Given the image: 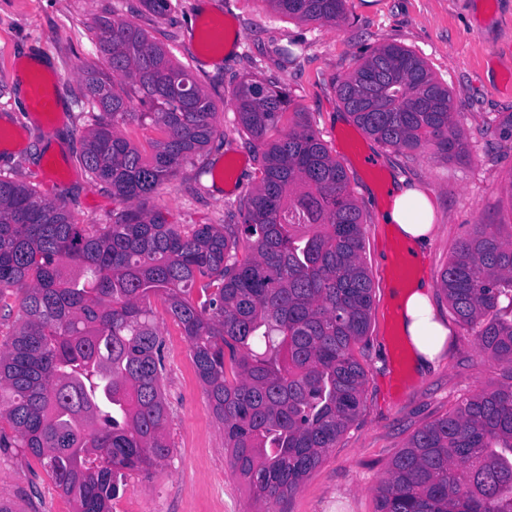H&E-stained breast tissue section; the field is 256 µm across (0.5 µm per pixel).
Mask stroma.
Returning <instances> with one entry per match:
<instances>
[{
	"label": "stroma",
	"instance_id": "35a3bbf8",
	"mask_svg": "<svg viewBox=\"0 0 512 512\" xmlns=\"http://www.w3.org/2000/svg\"><path fill=\"white\" fill-rule=\"evenodd\" d=\"M171 3L169 17L162 18L142 0H0V113L24 120L18 143L0 151V178L35 188L47 200H64L80 224L105 225L125 210L111 188L93 183L78 161L89 125L79 67L97 59L89 28L101 17L130 19L169 47L217 106L219 136L140 203L167 223L220 224L237 212L260 178V157L237 120L231 93L249 76L286 88L292 104L279 129L287 131L296 113H304L345 169L363 214L364 258L374 292L367 344L357 354L367 374L365 407L299 490L272 512H375L376 489L410 435L503 379L501 365L481 351L438 289L433 302L451 324L454 341L427 374L413 373L412 350L393 300L406 250L380 214L391 178L430 194L436 231L420 271L431 283L477 225H492L501 238H512V141L501 140L496 130L499 115L512 113V0H345L338 26L300 21L275 10L269 0ZM206 10L223 16L236 39L230 51L201 65L193 33ZM387 43L415 52L447 86L462 113L465 157L395 151L346 117L338 84L373 48ZM284 48L291 50L290 59L282 58ZM25 57L46 59L49 72L60 77L56 94L62 109L52 125L24 116L17 64ZM49 156L60 163L54 181L46 174ZM210 165L226 168L223 180L207 173ZM151 307L165 341L162 391L172 452L151 478L128 473L112 512H252L249 492L229 464L190 344L159 299H152ZM0 438L5 441L0 505L12 512H74L71 498L40 461L12 447L10 426L0 427Z\"/></svg>",
	"mask_w": 512,
	"mask_h": 512
}]
</instances>
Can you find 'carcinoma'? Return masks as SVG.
Here are the masks:
<instances>
[{"instance_id": "1", "label": "carcinoma", "mask_w": 512, "mask_h": 512, "mask_svg": "<svg viewBox=\"0 0 512 512\" xmlns=\"http://www.w3.org/2000/svg\"><path fill=\"white\" fill-rule=\"evenodd\" d=\"M336 23L344 0H269ZM99 65L82 67L93 112L79 162L133 203L217 135L215 105L187 67L133 21H96ZM353 121L397 151L466 155L446 87L416 53L381 45L337 86ZM261 177L224 224L184 231L132 207L103 230L65 204L0 178V290L19 326L0 350V423L38 458L75 512H112L125 472L152 475L171 452L163 333L150 298L190 343L231 465L258 509L292 497L363 406L373 281L362 212L342 165L309 125L271 133L290 97L249 79L234 91ZM156 129L151 157L120 130ZM440 290L484 353L493 390L418 428L390 461L375 512H512V241L488 227L462 240Z\"/></svg>"}]
</instances>
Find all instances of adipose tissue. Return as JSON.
Returning a JSON list of instances; mask_svg holds the SVG:
<instances>
[{
    "instance_id": "ef3b65f1",
    "label": "adipose tissue",
    "mask_w": 512,
    "mask_h": 512,
    "mask_svg": "<svg viewBox=\"0 0 512 512\" xmlns=\"http://www.w3.org/2000/svg\"><path fill=\"white\" fill-rule=\"evenodd\" d=\"M390 201L382 214L384 223L392 225L407 245L414 262H422L426 245L435 230L431 201L404 180L392 183ZM400 326L413 348L416 373H426L442 349L449 329L436 320L431 302V286L425 279H416L409 289L397 296Z\"/></svg>"
}]
</instances>
